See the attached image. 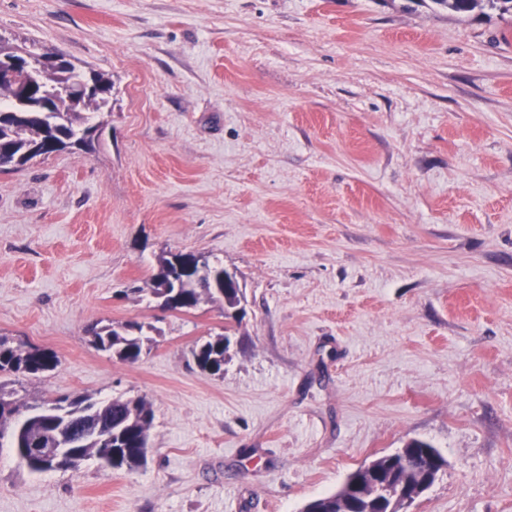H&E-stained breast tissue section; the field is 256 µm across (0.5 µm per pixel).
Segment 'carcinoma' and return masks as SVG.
<instances>
[{
  "label": "carcinoma",
  "instance_id": "1",
  "mask_svg": "<svg viewBox=\"0 0 512 512\" xmlns=\"http://www.w3.org/2000/svg\"><path fill=\"white\" fill-rule=\"evenodd\" d=\"M457 13L476 9L512 11V0H435ZM76 66L51 69L44 73L45 95L32 100H16L0 88V172H10L30 162L33 148L42 156L70 149L92 146L98 125L90 124L96 113V97L112 95V80L91 71L97 85V96H89L75 72ZM182 264L184 281L179 288L175 311H189L203 302L219 303L224 308V333L210 336L196 344L192 356L196 365L214 376L224 375V365L236 354L235 328L245 317V291L239 281H224V266L210 261L202 253L169 252L158 259L157 272L150 279L151 295L164 302L171 289L165 287L175 263ZM151 325L126 321L91 325L87 333L93 346L117 359L134 364L140 361L151 342L147 331ZM58 359L48 349L28 344H15L0 336V376L37 378L55 369ZM54 402L44 400L31 404L16 397L0 381V447L2 433L24 417L27 437L49 438L59 415ZM69 425L78 434L98 428H110L116 436L112 448V469L132 472L146 464L149 431L154 411L142 397H113L96 401L89 396L72 399ZM447 461L431 444L411 440L404 448L386 454L352 471L346 488L310 500L304 512H391L398 508L408 512L416 495L434 484L435 474L444 470Z\"/></svg>",
  "mask_w": 512,
  "mask_h": 512
}]
</instances>
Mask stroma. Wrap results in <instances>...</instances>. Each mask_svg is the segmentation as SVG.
I'll use <instances>...</instances> for the list:
<instances>
[{
    "instance_id": "obj_1",
    "label": "stroma",
    "mask_w": 512,
    "mask_h": 512,
    "mask_svg": "<svg viewBox=\"0 0 512 512\" xmlns=\"http://www.w3.org/2000/svg\"><path fill=\"white\" fill-rule=\"evenodd\" d=\"M0 36L114 83L91 152L0 173V336L59 360L18 395L154 410L133 472L0 448V512H300L412 439L448 465L410 512H512V13L0 0ZM168 252L245 290L223 376L221 305L146 290ZM128 320L141 361L91 345ZM99 324L97 322L87 330L97 350L108 352L112 357L130 364L140 361L149 350L151 339L146 330H152L151 325L138 321Z\"/></svg>"
}]
</instances>
